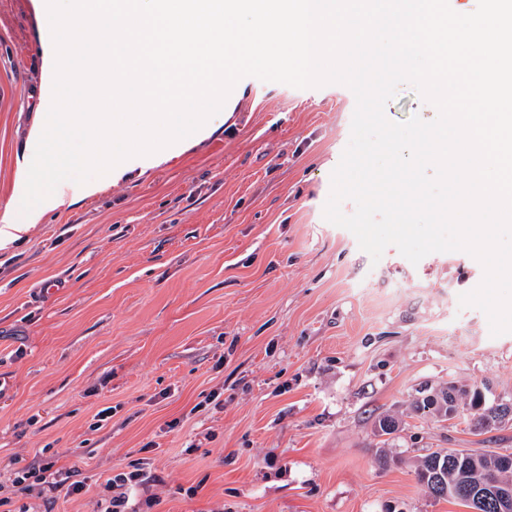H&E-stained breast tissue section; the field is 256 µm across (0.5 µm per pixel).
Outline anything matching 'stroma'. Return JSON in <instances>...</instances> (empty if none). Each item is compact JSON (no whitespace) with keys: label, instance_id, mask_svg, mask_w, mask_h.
Here are the masks:
<instances>
[{"label":"stroma","instance_id":"obj_1","mask_svg":"<svg viewBox=\"0 0 512 512\" xmlns=\"http://www.w3.org/2000/svg\"><path fill=\"white\" fill-rule=\"evenodd\" d=\"M44 27L37 0H0V213L40 103ZM355 107L341 84L254 80L205 139L0 248V512H98L133 465L131 512H471L430 496L415 462L512 452V421L475 435L409 403L451 380L512 399V333L460 307L484 276L471 255L413 264L391 246L375 263L325 219ZM385 115L436 117L406 83ZM386 414L402 424L383 438ZM46 455L87 483L50 508L11 483Z\"/></svg>","mask_w":512,"mask_h":512}]
</instances>
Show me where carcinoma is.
<instances>
[{
	"label": "carcinoma",
	"instance_id": "carcinoma-1",
	"mask_svg": "<svg viewBox=\"0 0 512 512\" xmlns=\"http://www.w3.org/2000/svg\"><path fill=\"white\" fill-rule=\"evenodd\" d=\"M463 405L470 410V431L484 434L489 423L512 416V402H489L476 388L466 391L454 382L439 388L424 387L410 403L411 413L418 418L431 417L438 422L449 420V412ZM417 481L436 499L457 500L468 507L475 501L467 491L480 494L488 478L512 485V466L505 467L501 453L478 450H436L423 455L415 468Z\"/></svg>",
	"mask_w": 512,
	"mask_h": 512
}]
</instances>
